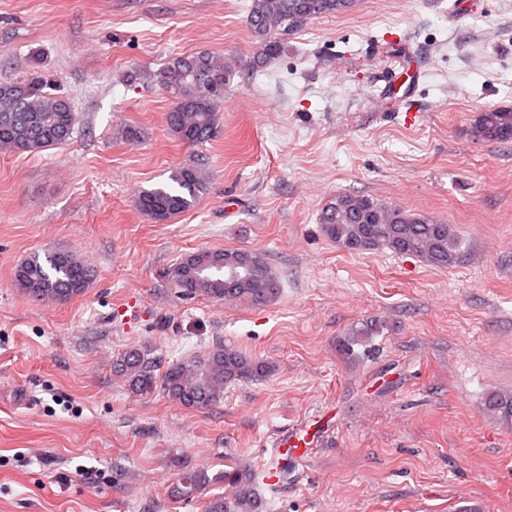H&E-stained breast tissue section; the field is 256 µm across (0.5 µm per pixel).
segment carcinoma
Segmentation results:
<instances>
[{"label": "carcinoma", "instance_id": "obj_1", "mask_svg": "<svg viewBox=\"0 0 512 512\" xmlns=\"http://www.w3.org/2000/svg\"><path fill=\"white\" fill-rule=\"evenodd\" d=\"M355 0H251L249 26L258 41L253 60L242 63L211 52L181 55L155 71L135 73L158 85L173 100L167 122L177 137L197 144L215 136L218 106L233 71L255 67L278 56L279 35L307 20L350 11ZM76 115L69 99L44 90L35 82H0V150L38 153L65 144L73 135ZM477 141H512V107L479 113L471 128ZM208 180L196 165L178 168L170 183L139 192L137 204L157 223L189 210L206 193ZM323 234L349 253L389 250L414 256L435 267H448L465 256L463 241L449 224L384 203L368 195L341 193L321 211ZM168 279L184 297L203 295L216 300L276 298L281 282L268 255L255 249H201L186 255L168 271ZM90 280L88 266L68 251L23 260L15 271L16 285L38 299L66 301L83 292ZM383 326L365 321L352 327L339 342L350 358L356 346L367 345ZM118 372L129 389L148 395L162 388L184 406L203 408L224 397V387L252 382L273 374L275 365L240 350L218 346L207 355L179 361L159 372L157 361L136 348L124 353ZM487 412L512 425V393H493L484 402ZM224 482L239 488L237 512H263V499L254 490L255 478L242 469L224 471ZM209 483L205 472L182 473L174 492L185 500L198 498Z\"/></svg>", "mask_w": 512, "mask_h": 512}]
</instances>
